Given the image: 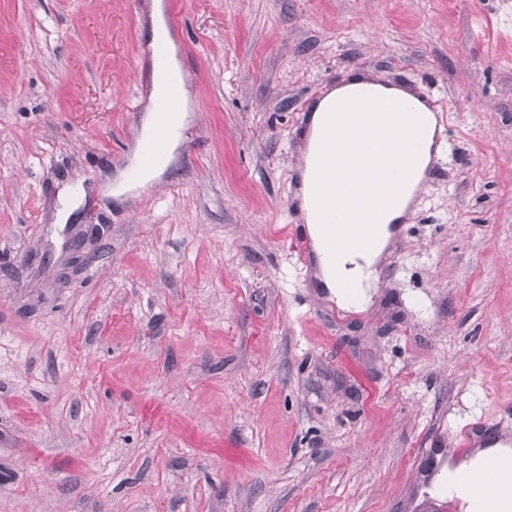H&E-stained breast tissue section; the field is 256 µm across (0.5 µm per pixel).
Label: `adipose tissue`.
<instances>
[{"label":"adipose tissue","mask_w":512,"mask_h":512,"mask_svg":"<svg viewBox=\"0 0 512 512\" xmlns=\"http://www.w3.org/2000/svg\"><path fill=\"white\" fill-rule=\"evenodd\" d=\"M404 95V90L396 87L366 88L362 78L356 76L330 89L309 118L305 156L314 155L323 146L331 128L344 129L360 120L366 124L371 149L343 151L340 160L348 167L401 174L402 198L396 208L382 215V224L370 247L362 253L342 248L333 254L326 248L327 237L344 236L348 226L364 222L357 212L359 200L346 190L337 189L334 224L326 226L321 219L319 195L308 185L310 175L306 172L301 175V211L317 255L315 277L319 287L327 289L344 308L368 302L369 290L377 276V263L389 238L387 224L406 212L430 162L434 137L432 118L426 113L412 118L403 114L396 101ZM504 457H512V448H477L464 458L449 460L444 480L430 489V496L458 500L465 512H471L475 505L476 479L486 475L491 464Z\"/></svg>","instance_id":"1"}]
</instances>
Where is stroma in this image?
<instances>
[{"label": "stroma", "instance_id": "stroma-1", "mask_svg": "<svg viewBox=\"0 0 512 512\" xmlns=\"http://www.w3.org/2000/svg\"><path fill=\"white\" fill-rule=\"evenodd\" d=\"M175 3L195 120L121 201L148 6L0 0V512H412L423 451L512 434V0ZM366 68L451 151L354 311L296 248L295 161ZM104 233L103 225H91L82 233L80 238H74L70 243L72 250H77L78 255L75 257L76 269H81L91 263L95 257L92 250H86V245L93 244L99 240Z\"/></svg>", "mask_w": 512, "mask_h": 512}]
</instances>
